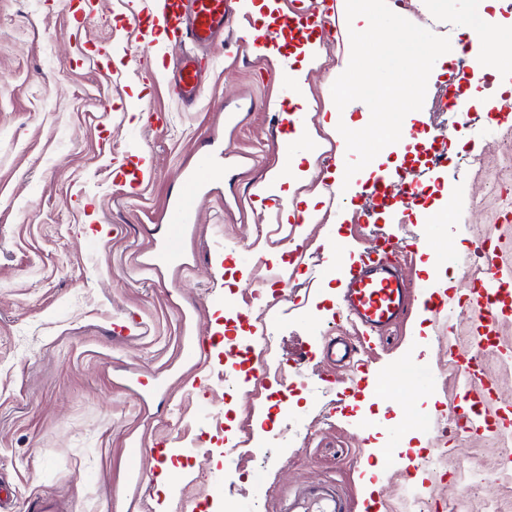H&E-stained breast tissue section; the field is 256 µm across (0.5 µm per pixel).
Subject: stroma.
<instances>
[{"label":"stroma","mask_w":512,"mask_h":512,"mask_svg":"<svg viewBox=\"0 0 512 512\" xmlns=\"http://www.w3.org/2000/svg\"><path fill=\"white\" fill-rule=\"evenodd\" d=\"M259 2L239 0L186 105L173 83L186 49L144 53L137 0H96L80 24L67 0H0V481L15 492L12 512H177L186 501L199 512H283L297 487L324 480L353 512L369 498L401 512L410 491L431 512H512V466L497 440L455 431L467 410L448 355L473 348L477 242L499 238L512 263V227L498 221L512 201V0H386L451 44L423 108L404 119L412 142L370 164L396 172V190L401 176L419 180V199L397 213L361 184L338 201L328 192L338 124L359 130L371 117L361 101L336 111L331 95L349 32L367 22L338 10L318 27L310 64L288 33L292 0H274L271 40L250 37ZM491 28L500 40L470 37ZM465 43L484 75L463 94L488 110L462 118L441 101ZM137 52L146 64L130 67ZM491 110L504 122L492 125ZM292 114L307 138L286 152ZM430 141L442 164L423 153ZM204 151L219 175L196 199L183 266L169 267L158 251L163 206ZM135 154L151 157L153 176L132 194L113 184L112 161ZM295 167L305 177L290 201L256 204L270 171ZM288 205L311 210L310 223L283 221ZM384 237L402 243L408 283L445 285L448 311L417 314L363 357L374 373L423 364L438 380L340 395L318 348L353 335L341 290ZM259 330L271 352L256 378L240 350ZM140 444L146 453L129 464Z\"/></svg>","instance_id":"obj_1"}]
</instances>
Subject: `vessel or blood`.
I'll return each instance as SVG.
<instances>
[{"mask_svg": "<svg viewBox=\"0 0 512 512\" xmlns=\"http://www.w3.org/2000/svg\"><path fill=\"white\" fill-rule=\"evenodd\" d=\"M235 0H141V14L153 23L162 24L173 39L199 46L223 32L234 10ZM331 8L327 0H320L317 9L298 4L288 15V27L299 44L312 41L316 27L329 17ZM202 72L194 62L178 65L175 75L177 90L182 99L193 100L200 89ZM150 173L144 162L131 163L114 160L112 181L121 186L138 189ZM217 170L211 155H199L195 163L184 170L183 194L165 207L169 234L162 247L166 262H179L183 254L185 230L196 223L195 200L200 190L215 178ZM391 257L362 260L348 279L341 307L347 319L355 326L357 337L327 336L321 347L323 363L343 366L351 364L359 345L369 343L374 333L405 322L411 310L439 314L445 311L443 300L432 297L420 300L418 305L409 302L408 287L399 273L395 252L400 246L390 243ZM485 268L481 288L475 289L470 304L477 314L475 326L477 342H484L493 335L506 310L512 309V292L501 286L508 276L499 265L497 254L485 250ZM456 369L463 379L464 399L473 407L472 414L460 425L463 433H493L495 427L481 411L483 402L494 390L492 380L478 375L476 351H463L455 355ZM286 512H351V505L336 483L321 481L298 487L288 499Z\"/></svg>", "mask_w": 512, "mask_h": 512, "instance_id": "1", "label": "vessel or blood"}]
</instances>
